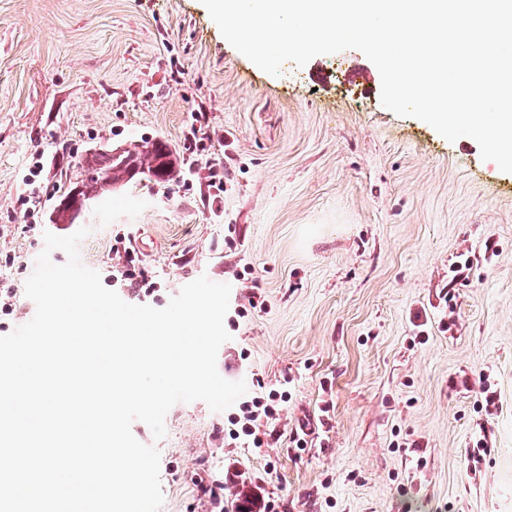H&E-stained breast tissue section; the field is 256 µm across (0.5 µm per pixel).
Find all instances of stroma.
Listing matches in <instances>:
<instances>
[{
    "mask_svg": "<svg viewBox=\"0 0 512 512\" xmlns=\"http://www.w3.org/2000/svg\"><path fill=\"white\" fill-rule=\"evenodd\" d=\"M380 92L353 49L265 73L201 0H0V290L16 291L0 335L34 306L44 232L83 226L82 263L128 303L230 284L220 375L290 396L260 448L201 401L175 404L159 441L133 422L161 454V512H210L200 479L281 512H512V173ZM199 112L211 141L192 153ZM147 142L172 150L174 179L138 174L52 223L89 150ZM30 176L44 204L27 218ZM118 236L152 293L113 284Z\"/></svg>",
    "mask_w": 512,
    "mask_h": 512,
    "instance_id": "stroma-1",
    "label": "stroma"
}]
</instances>
